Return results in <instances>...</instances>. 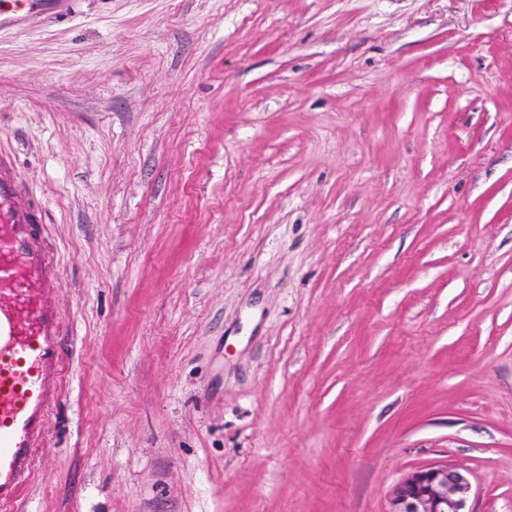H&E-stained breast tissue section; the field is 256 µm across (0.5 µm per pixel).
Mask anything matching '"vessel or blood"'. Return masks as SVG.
Returning <instances> with one entry per match:
<instances>
[{
	"label": "vessel or blood",
	"instance_id": "b4317fda",
	"mask_svg": "<svg viewBox=\"0 0 512 512\" xmlns=\"http://www.w3.org/2000/svg\"><path fill=\"white\" fill-rule=\"evenodd\" d=\"M26 193L15 157L0 152V512L30 482L61 390V282Z\"/></svg>",
	"mask_w": 512,
	"mask_h": 512
}]
</instances>
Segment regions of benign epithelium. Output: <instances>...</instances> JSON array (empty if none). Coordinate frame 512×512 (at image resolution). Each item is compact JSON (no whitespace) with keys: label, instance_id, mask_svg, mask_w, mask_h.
<instances>
[{"label":"benign epithelium","instance_id":"obj_1","mask_svg":"<svg viewBox=\"0 0 512 512\" xmlns=\"http://www.w3.org/2000/svg\"><path fill=\"white\" fill-rule=\"evenodd\" d=\"M471 495L472 484L458 467L426 466L395 486L387 512H468Z\"/></svg>","mask_w":512,"mask_h":512}]
</instances>
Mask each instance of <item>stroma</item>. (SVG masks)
Here are the masks:
<instances>
[{
  "label": "stroma",
  "instance_id": "obj_1",
  "mask_svg": "<svg viewBox=\"0 0 512 512\" xmlns=\"http://www.w3.org/2000/svg\"><path fill=\"white\" fill-rule=\"evenodd\" d=\"M65 319L15 512H512V0H75L0 30ZM469 478L458 467L443 463L418 469L393 489L387 512H471Z\"/></svg>",
  "mask_w": 512,
  "mask_h": 512
}]
</instances>
